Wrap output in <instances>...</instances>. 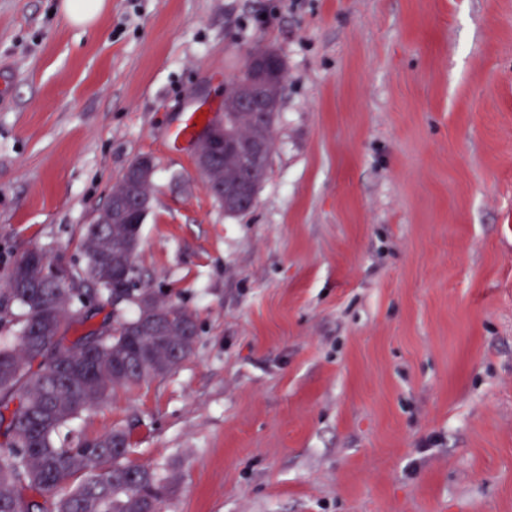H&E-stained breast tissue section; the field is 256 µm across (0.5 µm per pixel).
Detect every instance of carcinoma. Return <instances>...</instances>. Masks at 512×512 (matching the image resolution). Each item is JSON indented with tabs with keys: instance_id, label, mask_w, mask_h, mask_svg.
Listing matches in <instances>:
<instances>
[{
	"instance_id": "cac0c4a2",
	"label": "carcinoma",
	"mask_w": 512,
	"mask_h": 512,
	"mask_svg": "<svg viewBox=\"0 0 512 512\" xmlns=\"http://www.w3.org/2000/svg\"><path fill=\"white\" fill-rule=\"evenodd\" d=\"M268 82L264 112L236 106L258 92L246 74L224 98L230 139L224 189L213 197L227 214L247 212L249 196L270 170L284 68L270 70ZM243 142L265 147L246 168L238 155ZM134 167L129 165L109 198L112 223L86 228L80 282L92 287L61 288L37 267L22 275L15 267L0 289V325L15 328L18 341L0 346V512H162L168 498L169 478L131 458L125 432L59 438L69 422L114 390L171 373L196 344L195 313L160 299L139 277L141 222L126 203L147 200L149 187L135 179ZM115 295L125 297L124 303L100 326L68 339L71 325L84 324ZM126 306L133 314L123 312Z\"/></svg>"
}]
</instances>
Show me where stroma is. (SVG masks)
<instances>
[{"label": "stroma", "instance_id": "stroma-1", "mask_svg": "<svg viewBox=\"0 0 512 512\" xmlns=\"http://www.w3.org/2000/svg\"><path fill=\"white\" fill-rule=\"evenodd\" d=\"M0 0V286L81 275L155 165L135 264L193 353L73 425L126 432L165 512H512V0ZM286 84L255 206L169 133L255 47ZM104 6V0H67L62 7L72 24L88 26L100 15Z\"/></svg>", "mask_w": 512, "mask_h": 512}]
</instances>
